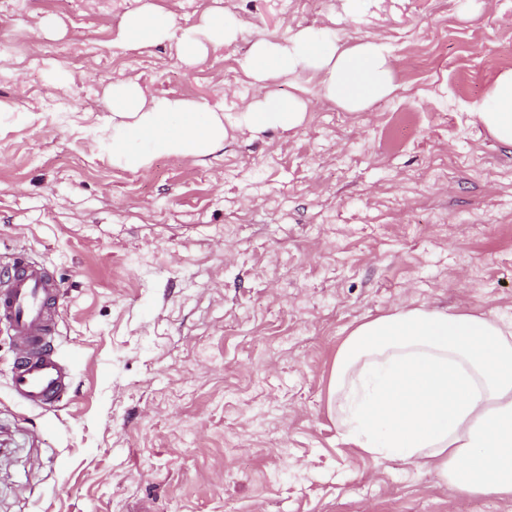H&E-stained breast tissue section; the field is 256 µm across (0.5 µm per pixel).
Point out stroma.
I'll use <instances>...</instances> for the list:
<instances>
[{"instance_id":"1","label":"stroma","mask_w":512,"mask_h":512,"mask_svg":"<svg viewBox=\"0 0 512 512\" xmlns=\"http://www.w3.org/2000/svg\"><path fill=\"white\" fill-rule=\"evenodd\" d=\"M154 2L180 30L224 10L236 38L189 64L172 40L117 41L140 0H0V283L50 271L71 369L60 402L25 404L0 328V512H512L355 448L332 394L362 322H512V148L470 122L512 70V0ZM313 26L386 43L395 92L345 112L315 74L242 69ZM118 79L223 108V149L114 165ZM267 88L302 93L301 124L238 125Z\"/></svg>"}]
</instances>
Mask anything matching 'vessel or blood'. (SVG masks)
<instances>
[{"mask_svg": "<svg viewBox=\"0 0 512 512\" xmlns=\"http://www.w3.org/2000/svg\"><path fill=\"white\" fill-rule=\"evenodd\" d=\"M60 294L58 283L39 265L20 263L0 286V327L12 336L18 361L13 392L31 406H51L68 387V368L51 342L55 325L49 311Z\"/></svg>", "mask_w": 512, "mask_h": 512, "instance_id": "obj_1", "label": "vessel or blood"}]
</instances>
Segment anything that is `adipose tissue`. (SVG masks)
Instances as JSON below:
<instances>
[{"label": "adipose tissue", "mask_w": 512, "mask_h": 512, "mask_svg": "<svg viewBox=\"0 0 512 512\" xmlns=\"http://www.w3.org/2000/svg\"><path fill=\"white\" fill-rule=\"evenodd\" d=\"M236 34L223 12L176 31L172 12L146 0L118 37L138 48L176 40L189 63ZM257 84L277 75H321V97L350 112L393 92L389 49L342 46L303 28L284 43H256L242 61ZM112 123L102 144L113 163L148 168L159 156L202 157L224 146V113L180 97L147 96L113 82ZM303 97L269 90L242 113L251 130H289L304 119ZM472 123L512 148V70L500 74L471 113ZM334 392L348 439L366 454L431 467L459 492L512 497V324L465 310H396L355 327L335 361Z\"/></svg>", "instance_id": "adipose-tissue-1"}]
</instances>
